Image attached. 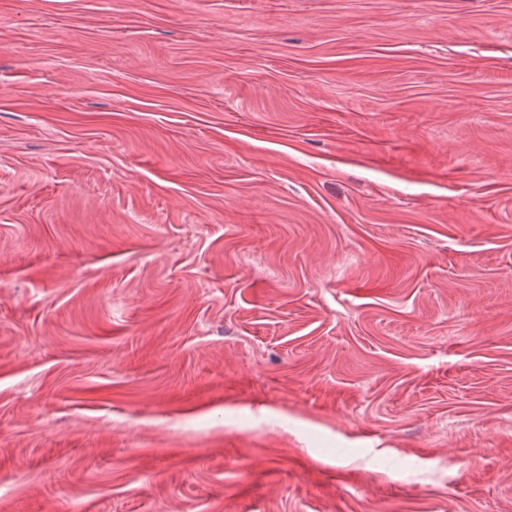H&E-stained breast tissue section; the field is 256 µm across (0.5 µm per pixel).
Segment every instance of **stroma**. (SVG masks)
I'll return each mask as SVG.
<instances>
[{
	"instance_id": "1",
	"label": "stroma",
	"mask_w": 512,
	"mask_h": 512,
	"mask_svg": "<svg viewBox=\"0 0 512 512\" xmlns=\"http://www.w3.org/2000/svg\"><path fill=\"white\" fill-rule=\"evenodd\" d=\"M0 512H512V0H0Z\"/></svg>"
}]
</instances>
